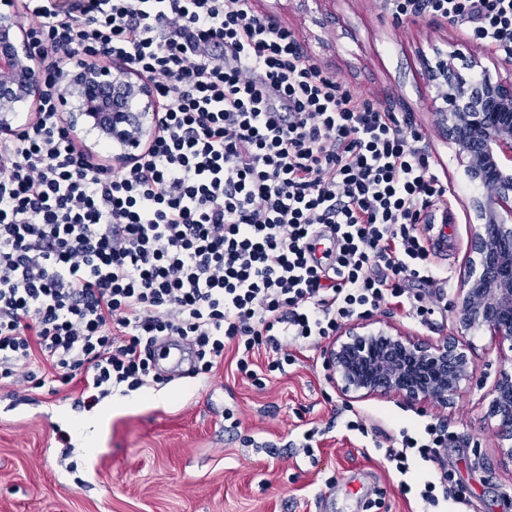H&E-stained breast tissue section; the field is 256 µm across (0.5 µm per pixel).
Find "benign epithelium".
I'll return each instance as SVG.
<instances>
[{
    "label": "benign epithelium",
    "instance_id": "benign-epithelium-1",
    "mask_svg": "<svg viewBox=\"0 0 512 512\" xmlns=\"http://www.w3.org/2000/svg\"><path fill=\"white\" fill-rule=\"evenodd\" d=\"M0 137L13 132L22 106L37 102L41 71L13 0H0ZM458 52L420 51L434 90L430 108L465 175L487 188L470 198L475 224L471 255L456 289L453 327L429 341L359 318L338 327L325 351L331 383L345 399L392 396L411 405L446 407L476 370L466 337L489 332L500 356L512 352V58L474 60L483 79L472 82L456 65ZM71 123L136 152L152 133L154 92L122 64L76 60L63 74ZM490 410L503 455L512 460V370L500 369Z\"/></svg>",
    "mask_w": 512,
    "mask_h": 512
}]
</instances>
